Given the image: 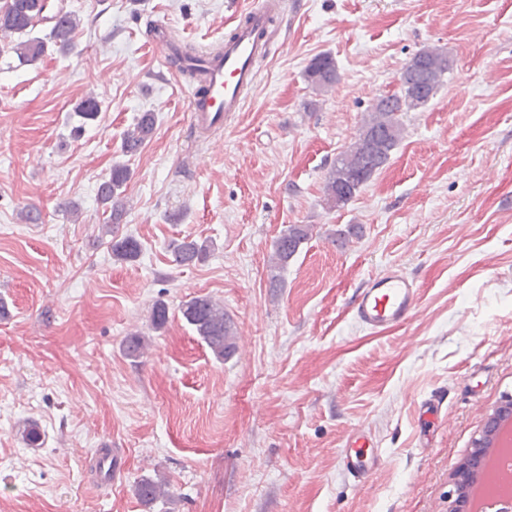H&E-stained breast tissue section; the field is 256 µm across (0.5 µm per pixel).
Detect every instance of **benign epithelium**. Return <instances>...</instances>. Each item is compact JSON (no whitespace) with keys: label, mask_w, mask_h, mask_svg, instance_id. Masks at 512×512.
Here are the masks:
<instances>
[{"label":"benign epithelium","mask_w":512,"mask_h":512,"mask_svg":"<svg viewBox=\"0 0 512 512\" xmlns=\"http://www.w3.org/2000/svg\"><path fill=\"white\" fill-rule=\"evenodd\" d=\"M509 418L512 419L511 394L488 413L483 429L478 437L473 439L470 454L454 473L452 491V495L455 496L454 512H469L467 492L483 467L487 450L492 447L509 448L512 446L500 433L502 423Z\"/></svg>","instance_id":"benign-epithelium-1"}]
</instances>
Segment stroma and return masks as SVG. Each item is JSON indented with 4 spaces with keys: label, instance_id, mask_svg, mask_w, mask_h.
<instances>
[{
    "label": "stroma",
    "instance_id": "obj_1",
    "mask_svg": "<svg viewBox=\"0 0 512 512\" xmlns=\"http://www.w3.org/2000/svg\"><path fill=\"white\" fill-rule=\"evenodd\" d=\"M256 3L67 0L70 52L0 54V512H450L457 466L512 394V0H301L242 111L194 132L190 81L149 32L207 51ZM427 45L454 59L443 86L405 114L389 163L328 208L337 154ZM323 54L338 80L319 92L307 67ZM90 94L101 111L85 123ZM144 112L153 135L124 154ZM117 164L130 171L118 233L142 246L127 262L97 196ZM34 208L41 223L24 219ZM288 224L315 231L274 294L266 264ZM348 224L363 236L338 248L329 234ZM186 237L210 252L182 267L168 244ZM391 264L415 281L416 313L365 330L356 290ZM197 295L233 318L232 357L184 320ZM133 333L148 341L136 360ZM30 424L42 447L24 442ZM357 428L381 453L372 483L339 467ZM98 448L120 464L108 485ZM146 478L168 497L142 504Z\"/></svg>",
    "mask_w": 512,
    "mask_h": 512
}]
</instances>
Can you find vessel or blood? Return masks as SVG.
Masks as SVG:
<instances>
[{
	"label": "vessel or blood",
	"mask_w": 512,
	"mask_h": 512,
	"mask_svg": "<svg viewBox=\"0 0 512 512\" xmlns=\"http://www.w3.org/2000/svg\"><path fill=\"white\" fill-rule=\"evenodd\" d=\"M285 10V0H259L245 12L218 54L202 56V83L188 92L193 129H222L232 113L241 111L247 94L257 85L258 65L270 53L272 23ZM418 302L413 280L391 266L359 288L351 312L357 322L378 330L410 319ZM346 446L343 472L347 477L359 482L377 476L379 453L364 430L353 431Z\"/></svg>",
	"instance_id": "obj_1"
}]
</instances>
